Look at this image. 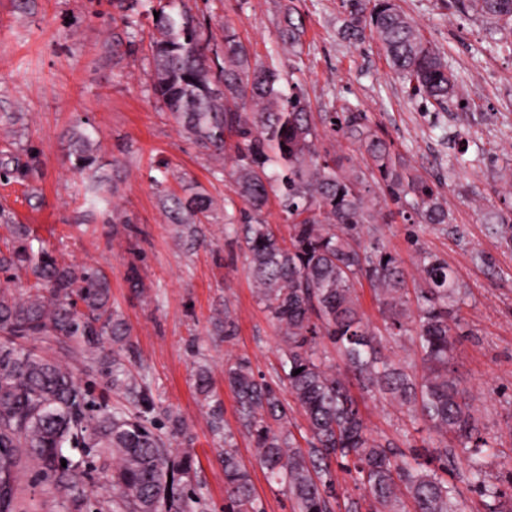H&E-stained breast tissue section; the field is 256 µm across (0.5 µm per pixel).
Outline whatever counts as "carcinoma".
<instances>
[{"label": "carcinoma", "instance_id": "obj_1", "mask_svg": "<svg viewBox=\"0 0 512 512\" xmlns=\"http://www.w3.org/2000/svg\"><path fill=\"white\" fill-rule=\"evenodd\" d=\"M117 2L127 11L141 6L150 16L159 13L149 37L157 101L196 145L232 162L234 197L224 199V242L244 247L256 298L281 332L280 372L268 379L248 358L230 355L224 384L268 478L286 488L293 512H333L341 497L339 470L360 491L346 512H463L454 481L459 468L483 512H512V463L489 478L496 448L452 366L456 343L466 335L457 316L464 288L448 262L420 249V287L411 292L397 257L362 240L364 225L381 220L367 197L372 184L404 220L456 230L439 187L413 173L354 105L326 120L367 158L366 168L320 150L319 128L301 90L284 93L283 71L257 63L232 26L224 27L222 44L211 42L188 0ZM349 6L344 34L357 40L370 32L414 93L440 108L458 97L457 75L395 0H349ZM465 10L512 39V0H448V11ZM280 35L289 56H299L304 26L293 6ZM71 141L73 166L82 173L97 161L94 139L74 131ZM272 195L288 223L286 239L264 216ZM165 202L171 222L190 225L194 237L212 210L211 198L199 192H168ZM486 221L512 240L511 202L487 213ZM0 224L11 226L13 237L12 248L0 251V272L23 271L35 279L24 294L0 289V335L9 337L0 342V512H19L16 480L26 461L39 468L64 512H87L101 458L112 461V512H195L194 450L173 453L148 424L145 414L155 404L118 353L107 366L112 391L139 403L141 415L96 400L63 365L16 343L73 342L89 359L102 351L105 336L125 346L131 330L112 308L107 274L33 249L29 228L3 207ZM363 280L377 293L386 335L415 337L420 364L383 354L382 339L360 308L356 285ZM237 331L226 298L216 332L229 342ZM353 383L426 422L431 447L402 448L373 435L351 393ZM194 385L211 396L207 368L196 369ZM284 387L291 404L282 398ZM293 405L305 417L304 448L288 429ZM224 512H264L227 438Z\"/></svg>", "mask_w": 512, "mask_h": 512}]
</instances>
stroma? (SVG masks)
<instances>
[{"label":"stroma","mask_w":512,"mask_h":512,"mask_svg":"<svg viewBox=\"0 0 512 512\" xmlns=\"http://www.w3.org/2000/svg\"><path fill=\"white\" fill-rule=\"evenodd\" d=\"M397 2L459 77L464 98L450 101L447 110L413 95L375 40L343 37L347 0H194L192 8L205 13V34L213 42L232 26L254 58L283 69L314 115L359 106L410 168L438 185L458 232L409 224L379 194L375 204L392 219L372 225L368 240L397 255L410 275L417 249L436 254L465 288L459 317L467 334L457 343L454 370L495 439L494 477L512 460V242L493 233L484 214L512 193V54L496 49L488 22L449 14L444 0ZM291 3L306 26L296 63L282 54L278 38ZM151 27L147 17L127 26L112 0H0V157L13 154L26 172L0 179V206L30 227L35 246L108 275L112 306L132 329L121 357L133 374L145 375L159 411H172L186 424L185 435L172 444L195 452L196 512H224L220 454L228 441L265 512H292L287 492L268 481L224 385L229 354L248 356L255 371L272 375L280 335L257 302L243 249L224 243L231 170H220L156 100L149 78ZM74 130L89 132L99 145L103 200L94 206L86 202L87 176L69 159L67 134ZM458 138L483 148L481 161L458 167ZM162 180L178 194L202 192L212 199L201 241L168 222ZM133 265L143 279L140 293L126 281ZM228 300L238 321L229 342L214 333ZM31 347L68 368L94 396L139 412L137 403L112 392L101 361L52 339ZM201 365L213 379L208 399L194 388ZM361 402L373 435L417 446L427 438L425 424L399 406L366 395ZM217 407L224 414L221 433L210 426ZM18 499L22 512H63L29 462L20 472Z\"/></svg>","instance_id":"1"}]
</instances>
